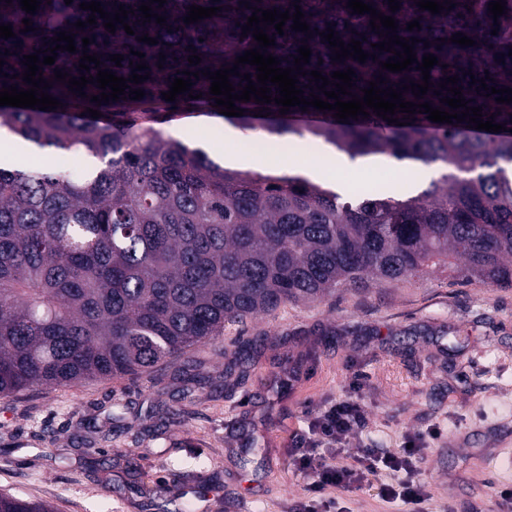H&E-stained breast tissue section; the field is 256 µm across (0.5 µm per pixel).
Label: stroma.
<instances>
[{"label": "stroma", "instance_id": "35a3bbf8", "mask_svg": "<svg viewBox=\"0 0 512 512\" xmlns=\"http://www.w3.org/2000/svg\"><path fill=\"white\" fill-rule=\"evenodd\" d=\"M154 118L204 149L254 134L225 139L203 105ZM409 171L390 158L338 176L402 195ZM349 396L368 412L351 446L422 448L430 512H494L496 488H512V288L434 270L280 306L148 375L0 396V494L54 512H163L178 495L193 512H295L296 438Z\"/></svg>", "mask_w": 512, "mask_h": 512}]
</instances>
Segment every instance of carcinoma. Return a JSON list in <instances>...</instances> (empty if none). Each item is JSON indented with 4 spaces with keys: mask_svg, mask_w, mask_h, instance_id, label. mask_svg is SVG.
<instances>
[{
    "mask_svg": "<svg viewBox=\"0 0 512 512\" xmlns=\"http://www.w3.org/2000/svg\"><path fill=\"white\" fill-rule=\"evenodd\" d=\"M84 0H42L31 15L20 0H0V24H10L14 38H0V88L12 84L28 89L20 74L23 56L47 49L44 40L60 31L74 33L76 52L57 51L52 65L43 66L47 89L63 106L52 111L0 106V127H9L26 147L50 148L83 157L86 166L72 175L50 166H0V395L10 396L33 386H60L94 379H121L148 373L156 366L182 358L193 347L224 332L227 323H241L280 305L318 301L339 290L361 291L382 282L421 277L446 269L467 282L512 288V133L487 132L461 123H435L427 114L396 113L388 121L367 109L344 124L334 111L293 106L281 115L274 102H234L244 110L225 120L245 127L259 126L273 141L309 135L322 139L350 158L388 156L442 173L414 196L360 195L334 192L299 175H262L225 168L205 153L168 139L151 118L153 106L164 102L175 77L185 72H212L233 66L236 57L259 45L241 27L253 8L295 13L294 0H167L153 12L166 16V25L143 22L142 0H99L115 13L114 3L133 9L126 23L134 34L116 24L111 34L97 24L78 29L91 11ZM348 0H301L310 30L332 27L343 42L360 39L362 50L377 60L330 59L333 48L314 33L306 38L284 25L274 26L275 45L267 51L280 67H294L297 49L308 44L312 54L303 65L325 77L352 68V93L363 96L369 82L383 76L386 89L423 75L414 63L403 72L380 68L392 53L372 48L380 31L371 30L370 14H352ZM364 0L376 11L392 16L397 35L419 42L417 60L432 53L439 64L430 70L427 94L412 92L403 99L428 102L442 111L449 96L440 79L460 78L463 97L482 108V120L512 128V103L496 102L476 89L471 78L487 87L512 88V0L497 19L489 13L491 0H451L455 7L437 14L420 9L417 0ZM219 7L217 15L184 23L188 7ZM33 30L22 33V20ZM419 20L422 28L407 30ZM174 31L167 32V27ZM498 29V34L491 30ZM460 32L476 41L462 47L448 41ZM155 45L137 41L142 35ZM95 38L88 54L100 58L101 68L129 78V64L149 65L150 79L129 88L141 89L140 100L98 104L90 100L102 89L84 88L73 94L67 82L54 80L59 69L72 77L83 55L82 38ZM445 42H439V39ZM429 47H424V41ZM20 46H15V43ZM193 47L196 52L188 51ZM145 54L139 58L130 50ZM11 54H5V51ZM166 55L158 62L159 53ZM121 54L117 66L109 55ZM202 58L189 65L188 56ZM323 63H318V59ZM163 68H158V65ZM16 78H11V75ZM212 80H193V94L215 107ZM441 96H436V91ZM89 107L112 113V124L78 121L73 113ZM267 113L261 123L256 114ZM463 259L457 268L456 260ZM0 512H52L43 503L0 494Z\"/></svg>",
    "mask_w": 512,
    "mask_h": 512,
    "instance_id": "1",
    "label": "carcinoma"
}]
</instances>
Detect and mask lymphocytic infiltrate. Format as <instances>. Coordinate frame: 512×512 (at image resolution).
Listing matches in <instances>:
<instances>
[{
	"label": "lymphocytic infiltrate",
	"instance_id": "f902f5d3",
	"mask_svg": "<svg viewBox=\"0 0 512 512\" xmlns=\"http://www.w3.org/2000/svg\"><path fill=\"white\" fill-rule=\"evenodd\" d=\"M366 424L364 407L351 397L315 413L297 442L300 452L294 459L296 469L308 477L305 512H318L319 507L333 504L332 490L349 492L385 474L391 480L381 488L384 501H401L405 512H424L430 495L417 477L420 449L406 448L395 454L377 448L347 447L349 436Z\"/></svg>",
	"mask_w": 512,
	"mask_h": 512
}]
</instances>
